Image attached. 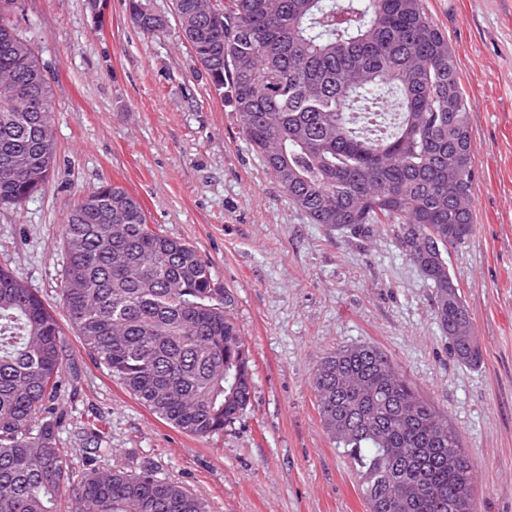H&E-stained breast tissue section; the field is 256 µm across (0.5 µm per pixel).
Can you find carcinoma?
<instances>
[{
  "mask_svg": "<svg viewBox=\"0 0 512 512\" xmlns=\"http://www.w3.org/2000/svg\"><path fill=\"white\" fill-rule=\"evenodd\" d=\"M0 0V208L47 187L57 158L50 82ZM151 0L139 29L163 31ZM210 89L229 96L247 145L313 224L357 233L398 224L456 359L483 363L448 247L474 231L469 99L448 37L423 0H174ZM61 299L83 346L153 415L194 436L246 412L252 354L233 297L188 242L160 234L116 184L82 196L63 228ZM66 350L52 309L0 268V512H206L148 467L104 470L60 448ZM321 421L352 459L368 512H475V464L457 433L388 354L338 348L314 377Z\"/></svg>",
  "mask_w": 512,
  "mask_h": 512,
  "instance_id": "carcinoma-1",
  "label": "carcinoma"
}]
</instances>
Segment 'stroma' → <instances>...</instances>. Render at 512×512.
I'll list each match as a JSON object with an SVG mask.
<instances>
[{
  "label": "stroma",
  "instance_id": "35a3bbf8",
  "mask_svg": "<svg viewBox=\"0 0 512 512\" xmlns=\"http://www.w3.org/2000/svg\"><path fill=\"white\" fill-rule=\"evenodd\" d=\"M143 33L127 0H20L14 21L50 77L58 156L47 189L0 209V267L56 313L67 350L56 403L67 462L154 467L209 512H366L351 460L326 433L312 378L326 353L379 346L447 417L476 465L477 512H512V0H425L470 102L473 236L449 250L484 362H458L396 224L352 235L309 219L243 139L181 35ZM116 183L162 234L195 246L234 296L254 361L251 404L223 432L187 435L94 361L61 300L63 227L77 199Z\"/></svg>",
  "mask_w": 512,
  "mask_h": 512
}]
</instances>
